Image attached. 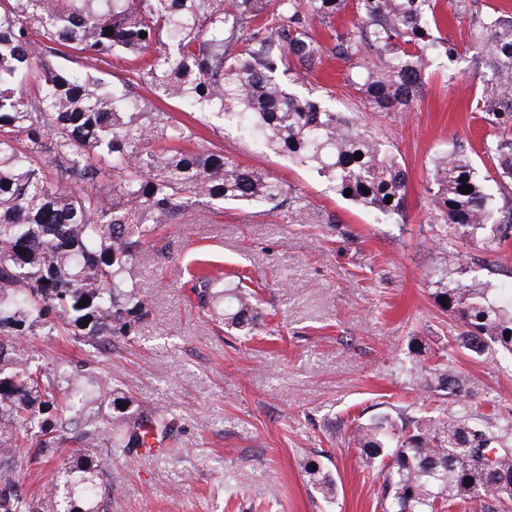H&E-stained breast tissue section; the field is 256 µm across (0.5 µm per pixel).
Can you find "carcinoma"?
Here are the masks:
<instances>
[{"mask_svg": "<svg viewBox=\"0 0 512 512\" xmlns=\"http://www.w3.org/2000/svg\"><path fill=\"white\" fill-rule=\"evenodd\" d=\"M258 2L0 0V512H100L95 478L146 446L151 431L166 434L172 425L162 410L129 411L128 397L106 380L80 386L67 368L34 362L17 337L45 326L65 341L131 335L148 315L136 259L159 225L190 209L288 199L276 178L181 146L192 133L99 76L100 63L143 56L138 80L154 95L215 113L315 170L336 194L352 191L350 199L366 208L386 217L404 208L407 175L389 146L360 132L357 117L290 92L279 74L293 61L308 69L321 63L310 21L351 7L355 20L335 47L347 63L344 81L378 112H407L429 48L439 43L454 58L448 40L425 41L442 22L435 0H276L263 17ZM478 26L488 37L475 43L496 83L475 109L495 129L512 126V13L499 10ZM237 45L241 53L230 55ZM484 155L499 180L512 183V136H494ZM428 177L442 241L484 229L497 212L512 229V203L500 207L489 197L471 149H448ZM463 185L471 192H460ZM436 284L439 306L462 319L459 340L468 350L512 358V301L476 280L450 282L446 270ZM193 291L215 321L252 334L255 291L226 288L221 275L197 277ZM83 298L86 306L77 307ZM440 357L434 374L458 410L436 407L401 427L387 414L356 426L361 455L381 466V512H444L458 502L512 512V420L495 424L473 413L464 379ZM63 399L110 413L80 429ZM20 448L34 461L67 451L86 463L63 468L49 492L30 497L18 463L4 462ZM494 449L488 467L483 454ZM311 475L333 498V479L316 468ZM62 497L72 507L59 510Z\"/></svg>", "mask_w": 512, "mask_h": 512, "instance_id": "1", "label": "carcinoma"}]
</instances>
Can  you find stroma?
<instances>
[{
  "label": "stroma",
  "instance_id": "35a3bbf8",
  "mask_svg": "<svg viewBox=\"0 0 512 512\" xmlns=\"http://www.w3.org/2000/svg\"><path fill=\"white\" fill-rule=\"evenodd\" d=\"M503 5L512 8V0H468L443 31L457 57L433 58L408 112L372 111L346 86L334 46L352 12L312 23L324 67L292 64L293 88L357 115L405 165V206L391 219L336 195L312 170L242 140L211 114L159 101L193 129L201 148L281 179L291 201L188 213L159 231L136 271L149 313L115 345L65 342L43 329L23 337L47 367L88 363L130 397L132 409L174 418L162 451L99 474L106 512H380L382 480L356 449L355 424L452 406L435 377L413 381L400 370L413 349L419 365L434 367L463 328L434 298L439 273L512 290V237L495 242L482 230L487 248L460 239L468 260L449 263L426 181L453 141L477 147L491 132L472 110L491 72L471 49V31ZM202 268L258 292L262 314L252 337L224 330L198 309L188 282ZM450 364L472 390L473 410L512 418V363L459 349ZM184 442L193 451L179 453ZM312 464L335 481V503L314 485ZM228 481L238 488L230 500Z\"/></svg>",
  "mask_w": 512,
  "mask_h": 512
}]
</instances>
